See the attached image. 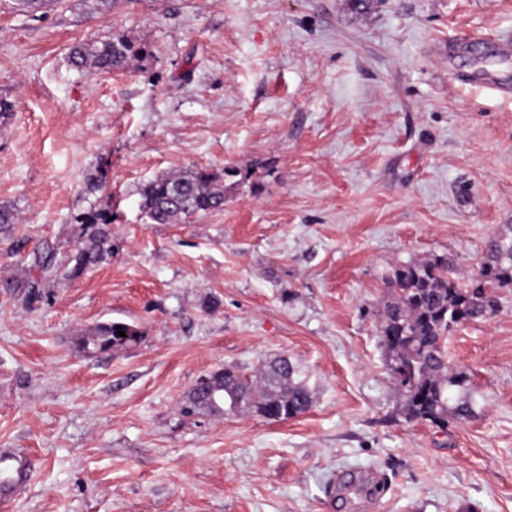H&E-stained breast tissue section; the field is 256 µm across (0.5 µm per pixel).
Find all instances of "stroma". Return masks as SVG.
Instances as JSON below:
<instances>
[{
	"mask_svg": "<svg viewBox=\"0 0 512 512\" xmlns=\"http://www.w3.org/2000/svg\"><path fill=\"white\" fill-rule=\"evenodd\" d=\"M124 33L129 69L78 43ZM462 35L512 40V0H0V277L75 215L112 213V258L28 305L0 293V512H512V288L444 342L474 413L406 418L377 330L395 265L475 272L512 224V95L469 84ZM104 166L106 186L86 177ZM231 170L224 208L171 224L156 176ZM124 321L138 340L90 353ZM285 356L312 405L186 416L197 379ZM143 50L124 35L107 36L92 42L74 45L68 62L75 69L90 75L125 69ZM116 326L122 327V332H125L126 337H121L118 334ZM139 336L137 330L133 325L121 321L102 322L91 329V333L83 336L80 341V347L85 351H110L112 348L124 347L136 341ZM4 474L5 478L0 481L4 490H10L20 485L25 477V469L22 459L12 451L4 450L0 452V477Z\"/></svg>",
	"mask_w": 512,
	"mask_h": 512,
	"instance_id": "1",
	"label": "stroma"
}]
</instances>
